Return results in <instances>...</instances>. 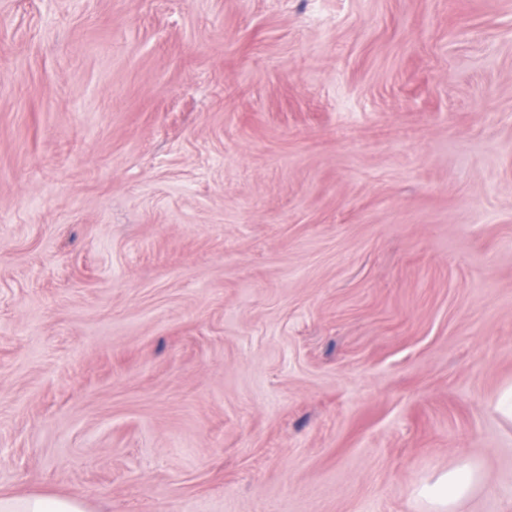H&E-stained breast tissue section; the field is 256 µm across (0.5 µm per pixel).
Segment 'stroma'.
<instances>
[{
  "label": "stroma",
  "instance_id": "obj_1",
  "mask_svg": "<svg viewBox=\"0 0 512 512\" xmlns=\"http://www.w3.org/2000/svg\"><path fill=\"white\" fill-rule=\"evenodd\" d=\"M512 0H0V493L512 512ZM485 475L468 462L438 478L432 485L423 488L421 495L436 507L435 511L454 512L475 485L483 482Z\"/></svg>",
  "mask_w": 512,
  "mask_h": 512
}]
</instances>
